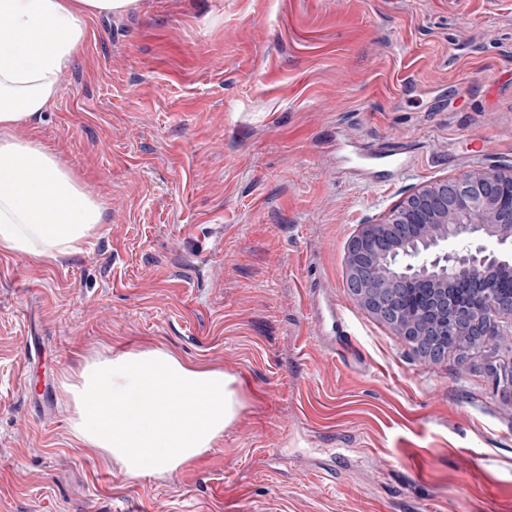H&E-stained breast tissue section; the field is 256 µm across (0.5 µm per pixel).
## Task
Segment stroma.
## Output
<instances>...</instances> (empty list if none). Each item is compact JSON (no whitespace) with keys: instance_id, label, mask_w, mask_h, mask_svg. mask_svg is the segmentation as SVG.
<instances>
[{"instance_id":"35a3bbf8","label":"stroma","mask_w":512,"mask_h":512,"mask_svg":"<svg viewBox=\"0 0 512 512\" xmlns=\"http://www.w3.org/2000/svg\"><path fill=\"white\" fill-rule=\"evenodd\" d=\"M92 29L15 130L104 222L55 260L0 254V512H512V342L425 360L346 276L362 224L512 164V0H141ZM344 138L416 167L337 175ZM316 286L352 346L323 343ZM134 347L243 401L215 448L138 479L72 440L58 390Z\"/></svg>"}]
</instances>
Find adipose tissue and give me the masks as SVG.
Here are the masks:
<instances>
[{"label": "adipose tissue", "instance_id": "obj_1", "mask_svg": "<svg viewBox=\"0 0 512 512\" xmlns=\"http://www.w3.org/2000/svg\"><path fill=\"white\" fill-rule=\"evenodd\" d=\"M139 0H0V254L47 261L76 252L102 203L58 156L12 130L50 110L59 76L85 49L89 22ZM72 437L131 478L161 475L214 448L242 401L234 377L163 347L85 359L60 380Z\"/></svg>", "mask_w": 512, "mask_h": 512}]
</instances>
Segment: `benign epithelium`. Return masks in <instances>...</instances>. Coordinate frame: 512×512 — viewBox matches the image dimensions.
<instances>
[{
  "label": "benign epithelium",
  "mask_w": 512,
  "mask_h": 512,
  "mask_svg": "<svg viewBox=\"0 0 512 512\" xmlns=\"http://www.w3.org/2000/svg\"><path fill=\"white\" fill-rule=\"evenodd\" d=\"M353 296L430 361L512 335V164L419 187L350 240Z\"/></svg>",
  "instance_id": "benign-epithelium-1"
}]
</instances>
